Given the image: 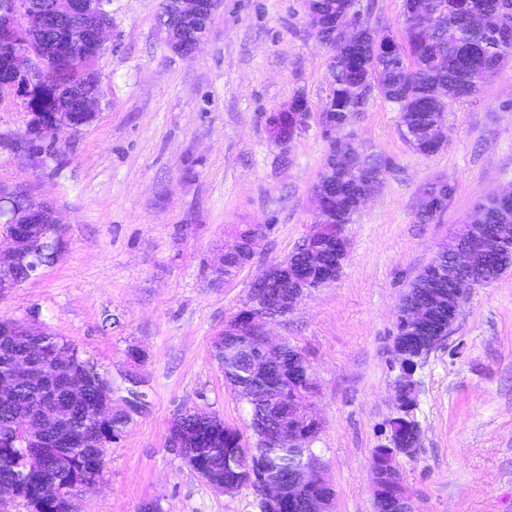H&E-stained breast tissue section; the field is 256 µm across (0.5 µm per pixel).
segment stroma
Wrapping results in <instances>:
<instances>
[{"label": "stroma", "mask_w": 512, "mask_h": 512, "mask_svg": "<svg viewBox=\"0 0 512 512\" xmlns=\"http://www.w3.org/2000/svg\"><path fill=\"white\" fill-rule=\"evenodd\" d=\"M404 4L356 0L372 28L397 38ZM107 9L97 120L42 166L0 149V186L52 201L65 240L35 278L0 288V317L38 319L113 378L134 368L146 381L148 410L108 448L99 489L78 512H139L152 500L162 512H259L252 488L215 492L167 438L188 409L239 430L249 422L212 345L255 278L316 221L329 53L307 0H215L189 57L162 34L160 0H109ZM298 96L308 125L277 146L266 118ZM446 123L445 144L424 156L382 96L357 114L349 132L390 166L344 228L339 276L271 326L315 379L313 447L336 492L333 512H376L371 459L396 413L390 350L410 283L477 201L512 189V65L452 104ZM437 180L455 193L440 223H417L419 191ZM248 225L260 235L252 259L232 279L216 276L213 261ZM415 378L420 443L398 461L418 512H512V267L464 292L448 338Z\"/></svg>", "instance_id": "stroma-1"}]
</instances>
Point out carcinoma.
Returning <instances> with one entry per match:
<instances>
[{
  "instance_id": "cac0c4a2",
  "label": "carcinoma",
  "mask_w": 512,
  "mask_h": 512,
  "mask_svg": "<svg viewBox=\"0 0 512 512\" xmlns=\"http://www.w3.org/2000/svg\"><path fill=\"white\" fill-rule=\"evenodd\" d=\"M353 0H308L310 24L322 42L332 41L340 64L329 70V85L334 97L322 111L343 113L359 102L366 84L373 83L387 101L397 105L402 133L417 153L430 156L439 150L426 138V130L445 121L453 102L485 87L491 76L512 61V0H426L438 9L430 19L415 9L416 0H405L401 22L403 36L377 38L367 27L352 40L340 36L342 19ZM61 34L48 28L18 23V40L25 47L41 53L47 60L48 81L32 93L33 107L44 119L69 112L71 107L59 90L79 82L84 95L99 92V80L92 68L73 70L57 66L53 45ZM443 84L453 97L440 101L431 96V88ZM336 175L330 177L336 188V223L350 224L357 213L360 174L374 171L383 175L386 159L365 149L348 146L333 156ZM454 187L447 182L429 183L420 192L417 222L431 224L439 220L448 206ZM471 224H512V193H503L478 203L469 216ZM453 286L435 274L428 264L411 283L405 303H433L448 300ZM288 281L264 288L266 301L273 307L289 306ZM23 322L0 319V375L9 376L12 360L24 356L33 366V379L16 386L12 399L0 401V439L13 440L9 449L0 451V485L18 486L19 498L28 504H41L40 512H66L68 500L87 494L88 487L102 477L103 460H94L82 449V435L93 427L98 433L99 455L121 439L136 417L142 414V391L114 389L111 379L100 372L97 363L83 356L72 342L46 329L36 336H21ZM233 337L224 331L213 343V356L224 369V378L237 390L240 401L248 402L242 386L250 384L270 388L271 396L283 403L302 405L308 400L307 386L292 362L294 347L287 346L284 364L274 378L255 367V356L237 354L224 359V349ZM65 359L69 373L85 380L82 396L75 400L54 402L53 423L41 441L32 444L22 439L18 416L38 409L44 399L60 390L56 365ZM121 393L130 411L98 422L90 407ZM176 435H185L186 447L203 455L205 471L225 475L239 486L252 484V475L266 470L282 481L288 480L292 463L288 451L273 446L269 437L246 438L244 433L224 425L213 416L199 420L183 411L175 420ZM390 436L399 448H415L420 440L417 420L400 416L391 421ZM44 448L65 459L63 466L43 473L25 470L28 447Z\"/></svg>"
}]
</instances>
